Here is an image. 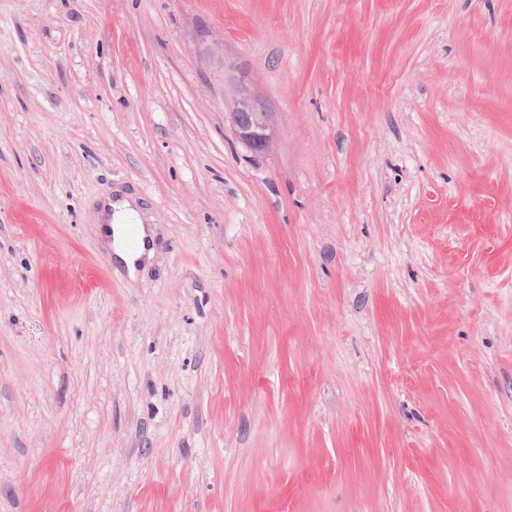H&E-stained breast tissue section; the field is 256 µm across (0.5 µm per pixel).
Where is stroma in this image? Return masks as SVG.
I'll return each mask as SVG.
<instances>
[{
  "instance_id": "35a3bbf8",
  "label": "stroma",
  "mask_w": 512,
  "mask_h": 512,
  "mask_svg": "<svg viewBox=\"0 0 512 512\" xmlns=\"http://www.w3.org/2000/svg\"><path fill=\"white\" fill-rule=\"evenodd\" d=\"M0 512H512V0H0ZM230 122L237 140L254 153H265L271 147L276 129L273 113L259 97L239 81L229 101L225 102ZM139 224H125V244L127 248L136 251H129L124 246L123 224L112 226L111 247L115 256L126 266L131 277L137 270V266L144 262L145 258L151 257V250L147 247L145 240L147 234L140 224V246H139Z\"/></svg>"
}]
</instances>
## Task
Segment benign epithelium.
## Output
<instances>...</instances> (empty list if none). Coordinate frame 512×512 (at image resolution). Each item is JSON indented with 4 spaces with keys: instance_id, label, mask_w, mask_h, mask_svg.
Returning <instances> with one entry per match:
<instances>
[{
    "instance_id": "obj_1",
    "label": "benign epithelium",
    "mask_w": 512,
    "mask_h": 512,
    "mask_svg": "<svg viewBox=\"0 0 512 512\" xmlns=\"http://www.w3.org/2000/svg\"><path fill=\"white\" fill-rule=\"evenodd\" d=\"M227 105V118L237 140L254 153L268 151L276 129L273 113L259 97L240 81Z\"/></svg>"
}]
</instances>
